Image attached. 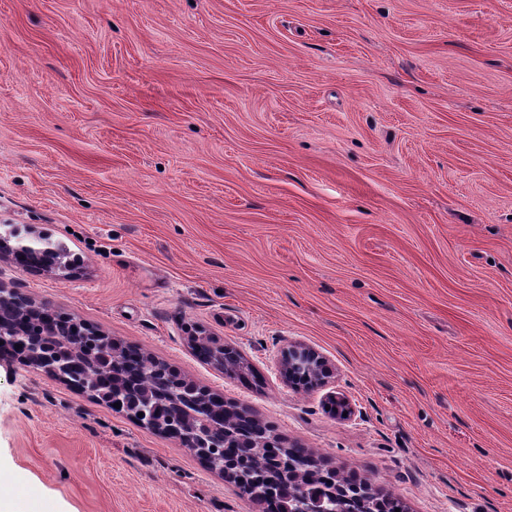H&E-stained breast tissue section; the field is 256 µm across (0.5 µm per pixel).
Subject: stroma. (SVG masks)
I'll return each mask as SVG.
<instances>
[{
  "instance_id": "stroma-1",
  "label": "stroma",
  "mask_w": 512,
  "mask_h": 512,
  "mask_svg": "<svg viewBox=\"0 0 512 512\" xmlns=\"http://www.w3.org/2000/svg\"><path fill=\"white\" fill-rule=\"evenodd\" d=\"M1 224L74 263L2 255L1 288L405 512H512V0H0ZM291 344L324 386L286 383ZM0 468L15 512H259L15 360ZM281 370L288 383L301 388L300 378L309 380L311 388L325 385L330 372L319 354L311 348L291 346L282 353Z\"/></svg>"
}]
</instances>
